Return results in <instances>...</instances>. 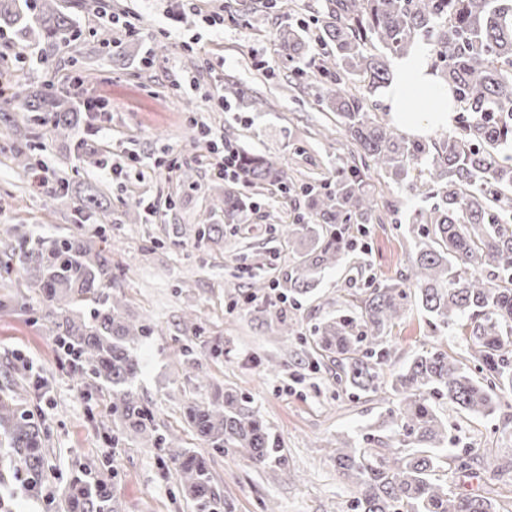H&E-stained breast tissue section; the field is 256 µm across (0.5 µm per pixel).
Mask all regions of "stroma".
I'll use <instances>...</instances> for the list:
<instances>
[{
	"label": "stroma",
	"instance_id": "35a3bbf8",
	"mask_svg": "<svg viewBox=\"0 0 512 512\" xmlns=\"http://www.w3.org/2000/svg\"><path fill=\"white\" fill-rule=\"evenodd\" d=\"M81 33L66 48L26 49L14 39V51H26L14 81L19 86L47 84L69 98L108 97L111 119L103 132L90 135L87 121L69 138L39 130L27 153L46 162L53 176L73 187L97 185L103 209L86 224L74 221L75 195L51 198L36 191L30 175L14 165L11 130L0 123V254L18 248L9 227L22 225L30 242L70 234L104 236L112 252V292L125 300L124 314L147 321L153 336L136 353L142 372L138 387L150 404L158 432L178 436L182 447L204 456L214 483L231 512H336L350 485L337 472L328 448L339 437H363L384 419L386 405L377 397L353 396L336 386V367L307 364L305 336L339 310L345 288L366 277L399 278L415 252L407 218L422 204L389 179L372 177L379 204L397 203L398 214L382 212L366 235L336 267L324 270L312 295L281 303L277 285L294 265L282 227L304 208L302 197L276 189L243 188L251 206L238 224L212 210L223 196L224 181L214 177L210 142L232 141L239 150L272 157L294 176L320 186L346 155L351 140L336 115L320 105L314 91L299 92L289 78L295 62L274 40L277 27L311 21L324 0H58ZM220 13L223 26L208 15ZM119 17L111 50L96 33L103 15ZM135 21L144 39L125 37L123 22ZM266 98L256 112L241 108L233 86ZM136 151L141 157L170 152L182 155L175 172L155 174L125 163L120 176L108 175L105 163ZM160 207L156 222L130 223L132 200ZM200 224H220L219 241L197 237ZM260 277L266 288L254 302L235 309L228 283L248 286ZM42 296L25 280L0 279V393L15 390L25 371L42 377L44 388L19 394L21 410L45 435L46 480L40 491L22 489L12 475H0V495L13 512H58L69 479L84 469L111 479L118 512H196L179 485L172 464L156 448L141 442L111 440L102 428L109 421V397L101 383L73 367L54 335L41 321ZM195 318L196 336L189 358L172 350L186 317ZM292 318L298 332L280 336V317ZM432 329L418 308H411L392 333L395 364L427 348ZM276 371H268V361ZM244 394L264 422L280 437L287 472L253 465L235 453L212 450L181 423L183 405L192 398L211 401L224 389ZM448 436L458 447L505 453L503 414L468 417L449 408Z\"/></svg>",
	"mask_w": 512,
	"mask_h": 512
}]
</instances>
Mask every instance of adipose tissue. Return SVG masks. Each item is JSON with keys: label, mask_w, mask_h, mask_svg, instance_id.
<instances>
[{"label": "adipose tissue", "mask_w": 512, "mask_h": 512, "mask_svg": "<svg viewBox=\"0 0 512 512\" xmlns=\"http://www.w3.org/2000/svg\"><path fill=\"white\" fill-rule=\"evenodd\" d=\"M428 56V48L420 44L394 58L393 78L383 91L394 124L416 136L451 128L455 112L448 86L431 72Z\"/></svg>", "instance_id": "1"}]
</instances>
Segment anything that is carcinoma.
Wrapping results in <instances>:
<instances>
[{
	"instance_id": "obj_1",
	"label": "carcinoma",
	"mask_w": 512,
	"mask_h": 512,
	"mask_svg": "<svg viewBox=\"0 0 512 512\" xmlns=\"http://www.w3.org/2000/svg\"><path fill=\"white\" fill-rule=\"evenodd\" d=\"M2 24L25 42L58 47L77 40L74 20L56 0L25 10L19 0H0ZM313 26L316 42L330 51L309 61L311 71L295 70L296 85L318 89L319 102L336 113L359 158H337L318 189L297 186L276 161L248 152L241 153L237 176L250 187L307 198V210L283 226L298 255L282 284L288 296L310 293L315 276L341 262L352 248L348 225L372 223L369 171L432 199L412 215L419 241L407 272L396 282L369 280L364 296L348 300L351 310L320 323L310 342L320 359L336 364V384L345 390L376 395L386 387L395 396L382 422L384 447L365 448L343 437L331 449L336 471L355 486L338 512H497L493 498L456 491L440 472L466 479L489 468L495 475L512 472V455L494 460L471 447L448 450L439 400L467 416H490L512 397V157L506 154L512 148V0H325ZM276 41L292 61L309 49L303 30L291 24L277 30ZM421 41L430 47L431 70L459 105L460 132L410 140L372 117L346 87L354 80L371 90L386 85L388 58L408 54ZM74 113L68 98L50 88L18 91L0 102V119L20 139L33 123L66 138ZM221 203L224 223H238L244 200L226 190ZM102 204L89 185L75 212ZM4 269L40 288L46 327L107 387L119 435L164 451L197 512L217 509L222 499L207 460L178 437L157 433L137 393L140 362L132 349L154 328L124 317L123 299L112 295L110 251L79 233L44 239L11 257ZM413 304L433 329L455 330L479 373L436 342L384 379L392 361L388 337ZM183 420L217 451L239 453L259 467L285 463L279 437L231 388L221 403L188 401ZM0 434L10 464L25 472L29 487L40 486L44 432L14 396L0 397ZM64 509L114 512L111 483L73 479Z\"/></svg>"
}]
</instances>
